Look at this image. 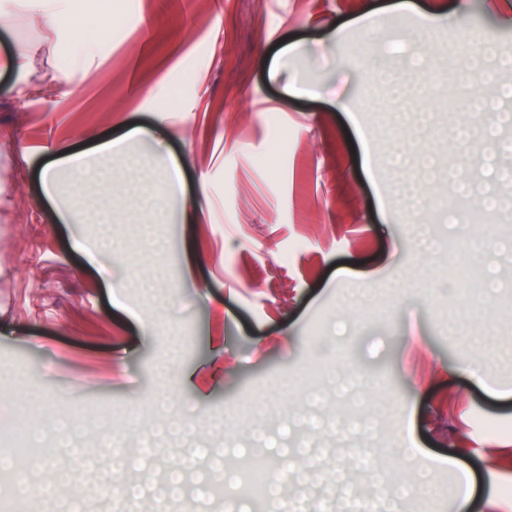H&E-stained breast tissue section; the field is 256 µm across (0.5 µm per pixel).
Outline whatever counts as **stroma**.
Returning <instances> with one entry per match:
<instances>
[{
    "instance_id": "stroma-1",
    "label": "stroma",
    "mask_w": 512,
    "mask_h": 512,
    "mask_svg": "<svg viewBox=\"0 0 512 512\" xmlns=\"http://www.w3.org/2000/svg\"><path fill=\"white\" fill-rule=\"evenodd\" d=\"M398 2L112 0L111 26L82 37L21 10L0 29V54L22 45L32 60L27 85L0 73V431L20 399L51 409L24 475L57 480L56 415L101 457L108 431L137 440L124 409L164 385L196 433L138 461L143 496L112 512H348L340 466L367 503L425 475L402 512L425 500L456 512L466 468L473 512H512V459L496 451L512 442V203L473 223L454 179L511 200L512 185L498 184L507 158L484 129L456 141L443 104L495 102L480 71L448 73L469 67L473 31L512 54V0ZM441 6L454 23L410 65L394 32ZM384 67L396 92L376 81ZM122 136L107 175L59 170L83 201L80 223H60L42 168L69 155L95 166ZM398 151L409 161L395 168ZM193 204L202 223H178ZM414 223L466 266L421 249ZM106 237L118 258L103 273L89 255ZM474 360L485 383L463 370ZM189 448L233 462L218 480L197 471L224 494L190 511L156 489ZM255 464L279 485L260 508L238 493Z\"/></svg>"
}]
</instances>
